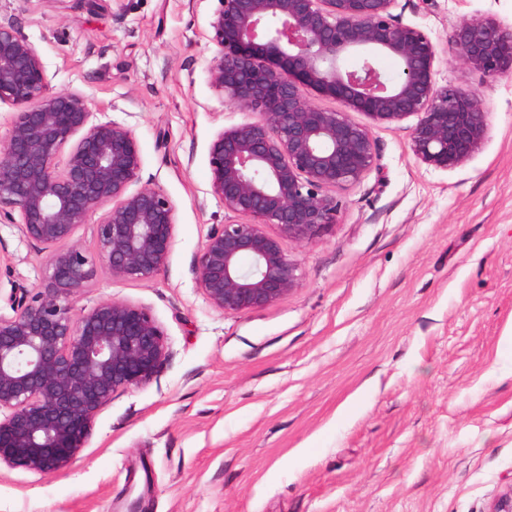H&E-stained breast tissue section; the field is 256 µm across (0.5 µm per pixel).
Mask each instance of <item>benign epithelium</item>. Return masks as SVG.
Masks as SVG:
<instances>
[{
	"label": "benign epithelium",
	"instance_id": "obj_1",
	"mask_svg": "<svg viewBox=\"0 0 512 512\" xmlns=\"http://www.w3.org/2000/svg\"><path fill=\"white\" fill-rule=\"evenodd\" d=\"M216 2L209 83L256 116L219 130L208 146L212 192L239 219L208 233L193 270L224 314L263 308L299 285L283 240L317 239L340 209L329 190L360 181L374 164L371 132L351 113L378 124L417 118L411 148L442 169L471 157L488 122L477 91L438 85L437 47L393 14L397 0ZM451 44L485 77L512 75L511 25L465 20ZM352 53L362 64L342 68ZM380 56L397 63L396 78L378 67ZM307 90L338 106H314ZM2 104L14 112L0 139V223L18 225L48 254L34 291L11 287L13 315L0 314V466L50 476L85 447L114 392L150 383L167 357L146 307L109 299L74 312L94 274L76 233L101 211L98 256L108 273L149 281L167 266L176 206L149 184L133 188L143 158L132 130L93 124L86 95L52 90L38 49L15 24H0ZM488 512H512V486Z\"/></svg>",
	"mask_w": 512,
	"mask_h": 512
}]
</instances>
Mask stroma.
<instances>
[{"mask_svg": "<svg viewBox=\"0 0 512 512\" xmlns=\"http://www.w3.org/2000/svg\"><path fill=\"white\" fill-rule=\"evenodd\" d=\"M213 0H0V23L37 47L50 86L137 137L140 180L177 207L166 268L150 281L103 265L75 303L147 307L169 356L117 390L65 470L0 468V512H488L512 486V76L448 50L461 21L512 25V0H397L441 50L436 81L477 90L489 135L438 169L408 123L371 126L372 168L335 189V224L284 247L300 282L270 305L214 310L193 260L232 221L207 147L254 121L210 86ZM46 253L0 224V313L34 290Z\"/></svg>", "mask_w": 512, "mask_h": 512, "instance_id": "1", "label": "stroma"}]
</instances>
